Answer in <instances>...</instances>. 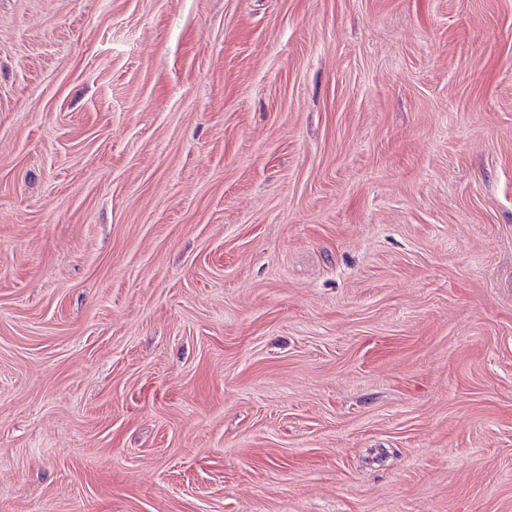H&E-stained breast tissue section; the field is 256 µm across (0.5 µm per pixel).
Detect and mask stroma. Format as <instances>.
<instances>
[{
	"label": "stroma",
	"mask_w": 512,
	"mask_h": 512,
	"mask_svg": "<svg viewBox=\"0 0 512 512\" xmlns=\"http://www.w3.org/2000/svg\"><path fill=\"white\" fill-rule=\"evenodd\" d=\"M0 512H512V0H0Z\"/></svg>",
	"instance_id": "stroma-1"
}]
</instances>
